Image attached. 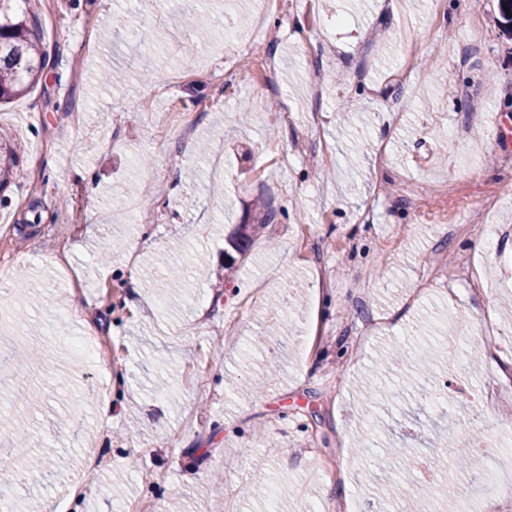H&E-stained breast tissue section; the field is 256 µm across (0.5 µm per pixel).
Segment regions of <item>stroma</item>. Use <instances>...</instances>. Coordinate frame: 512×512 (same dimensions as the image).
<instances>
[{"label": "stroma", "instance_id": "1", "mask_svg": "<svg viewBox=\"0 0 512 512\" xmlns=\"http://www.w3.org/2000/svg\"><path fill=\"white\" fill-rule=\"evenodd\" d=\"M27 9L46 66L0 108V134L20 145L0 185V349L29 361L0 372V392L36 386L43 400L0 409V448L23 429L56 464L12 465L18 512H457L463 499L486 512L499 447L472 448L460 471L439 448L512 416V146L491 129L498 113L512 130L499 0H280L254 44L237 33L259 0H222L190 54L167 0H128L119 18L111 0ZM346 106L380 118L344 128ZM244 221L258 227L246 256L208 288L200 271L223 274ZM171 256L186 271L176 291ZM85 320L107 366L66 340ZM395 342L407 357L365 413L364 384ZM423 459L442 484L416 499Z\"/></svg>", "mask_w": 512, "mask_h": 512}]
</instances>
